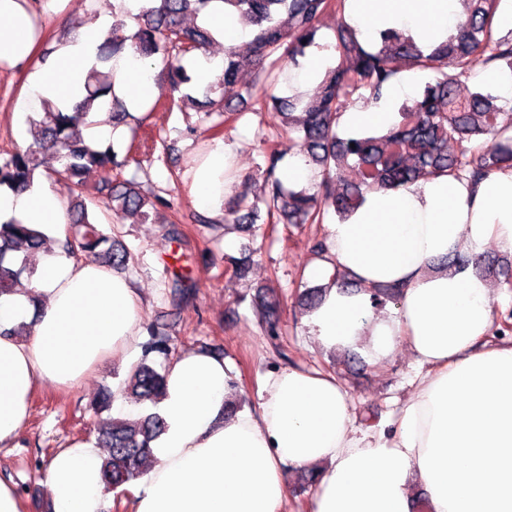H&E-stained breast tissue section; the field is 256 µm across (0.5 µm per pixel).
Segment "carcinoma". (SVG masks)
<instances>
[{
    "label": "carcinoma",
    "mask_w": 512,
    "mask_h": 512,
    "mask_svg": "<svg viewBox=\"0 0 512 512\" xmlns=\"http://www.w3.org/2000/svg\"><path fill=\"white\" fill-rule=\"evenodd\" d=\"M224 14L237 17L255 27L244 49L224 54L223 73L205 89V101L182 88L192 78L180 63L190 51L206 50L214 43V34L205 24L190 25L189 16L205 20L214 0H163L160 8L144 0L135 33H124L125 22L114 20L101 43L85 79V95L72 109L51 101L43 111L28 116L33 126V141L0 160V187L20 192L30 188L44 158L52 153L57 166L51 178L68 185L71 224L78 242L67 237L61 241L22 224L15 219L0 222V297L16 293L23 281L35 274V257L53 246L72 254L75 248L112 269L123 270L129 259L127 248L105 225L89 219L86 200L102 198L119 218H149V209L165 204L160 197L146 195L135 182L113 185L112 173L121 172L128 157H119L109 145L92 146L83 135L87 118L95 104L112 91V75L100 64L109 62L127 49L143 59H158L170 93L181 94V102L200 103L207 112H234L235 101L246 99L252 112H276L284 128L297 131L299 154L316 165L313 191L285 188L277 177L282 154L277 144L266 141L263 152L266 177L267 222L270 224H321L332 210L345 220L364 202L365 193L392 189L440 176L480 180L492 172L512 170V125L500 123V116L512 112V99L487 88L466 94L463 80L479 68L491 64L512 73V34L500 36L496 16L501 0H462L464 17L456 32L433 47L418 44L396 29L378 34L377 44L366 46L357 38L354 27L342 21L336 28L334 51L337 63L329 68L315 94L281 97L273 93L277 81L279 52H288V61L306 55L316 44L324 16L344 15L348 0H222ZM405 68L430 70L434 79L413 98L402 102L396 121L385 131H344L341 118L355 94L367 93V99L380 102L396 76ZM245 69L257 73V81L247 88L240 85ZM112 127L126 122L131 114L115 101L105 109ZM91 167L105 173L102 181L88 188L83 174ZM260 220V211L238 197L227 202L224 222L241 224L249 230ZM480 269L496 272L494 265H483L482 255L457 256L448 268ZM267 334L277 335L279 303L260 297ZM142 357L129 376L124 393L135 404H157L164 394V372L155 367L158 358L171 354V339L150 327ZM113 394L102 390L93 404L98 417V445L108 449L103 475L111 491L123 492L133 480L144 474L151 462L153 445L165 429L163 418L144 412L137 419H123L102 413L112 408Z\"/></svg>",
    "instance_id": "cac0c4a2"
}]
</instances>
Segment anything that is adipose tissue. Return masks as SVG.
<instances>
[{
    "instance_id": "adipose-tissue-1",
    "label": "adipose tissue",
    "mask_w": 512,
    "mask_h": 512,
    "mask_svg": "<svg viewBox=\"0 0 512 512\" xmlns=\"http://www.w3.org/2000/svg\"><path fill=\"white\" fill-rule=\"evenodd\" d=\"M348 17L366 34L408 31L430 44L451 35L459 0H348ZM29 0H0V68L26 72L18 110L43 100L70 108L84 95L95 30L87 25L43 62L45 33ZM113 91L136 110L158 92L151 66L126 51L112 63ZM393 83L388 101L411 94ZM386 105L345 113L358 129L383 130ZM232 151L211 141L187 176L193 202L224 215ZM16 219L57 238L64 202L38 182L22 193L0 189V220ZM512 253V172L479 182L440 177L367 193L348 219L331 225L329 252L357 290L328 286L306 319L324 348L359 352L370 365L412 354L418 383L389 430L358 431L345 386L318 369L281 368L265 377L256 408L224 413L237 373L223 357L182 352L168 366L159 412L167 423L155 462L134 480L136 512H284L289 468L318 470L311 512H414L413 484L426 512H512V340L493 343L488 283L445 265L488 244ZM399 288L397 306L376 312L373 289ZM31 289L0 297V324L27 323L30 339L0 336V447L24 430L37 387L81 384L111 356L141 351L143 313L134 282L56 249L41 257ZM103 453L92 440L58 450L44 475L49 512H105Z\"/></svg>"
}]
</instances>
